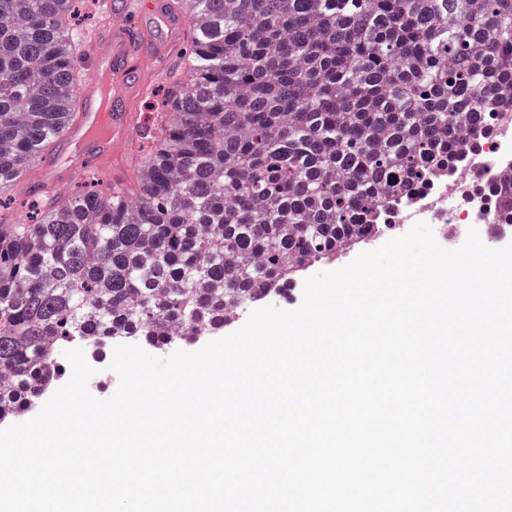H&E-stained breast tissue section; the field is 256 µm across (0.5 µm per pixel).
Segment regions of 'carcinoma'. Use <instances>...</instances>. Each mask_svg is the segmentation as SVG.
<instances>
[{
	"instance_id": "obj_1",
	"label": "carcinoma",
	"mask_w": 512,
	"mask_h": 512,
	"mask_svg": "<svg viewBox=\"0 0 512 512\" xmlns=\"http://www.w3.org/2000/svg\"><path fill=\"white\" fill-rule=\"evenodd\" d=\"M75 0H0V172L76 117ZM183 75L136 184L43 191L0 217V423L63 352L166 350L284 298L512 110V0H175ZM512 225V183L497 187Z\"/></svg>"
}]
</instances>
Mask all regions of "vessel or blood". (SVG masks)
<instances>
[{"instance_id":"vessel-or-blood-1","label":"vessel or blood","mask_w":512,"mask_h":512,"mask_svg":"<svg viewBox=\"0 0 512 512\" xmlns=\"http://www.w3.org/2000/svg\"><path fill=\"white\" fill-rule=\"evenodd\" d=\"M108 25L98 31L90 64L84 72L88 109L82 126L64 125V139L102 149L103 159H110L117 144L136 131L135 115L125 106L126 93L142 75L145 59L139 47L145 32L126 19L124 11L112 0L106 8Z\"/></svg>"}]
</instances>
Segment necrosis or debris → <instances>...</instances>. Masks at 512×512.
I'll use <instances>...</instances> for the list:
<instances>
[{"instance_id": "obj_1", "label": "necrosis or debris", "mask_w": 512, "mask_h": 512, "mask_svg": "<svg viewBox=\"0 0 512 512\" xmlns=\"http://www.w3.org/2000/svg\"><path fill=\"white\" fill-rule=\"evenodd\" d=\"M492 175L512 177V111L494 117L477 151L436 176L426 189L400 200L389 219L391 232L424 222L449 247L458 235L495 223V200L483 189Z\"/></svg>"}]
</instances>
